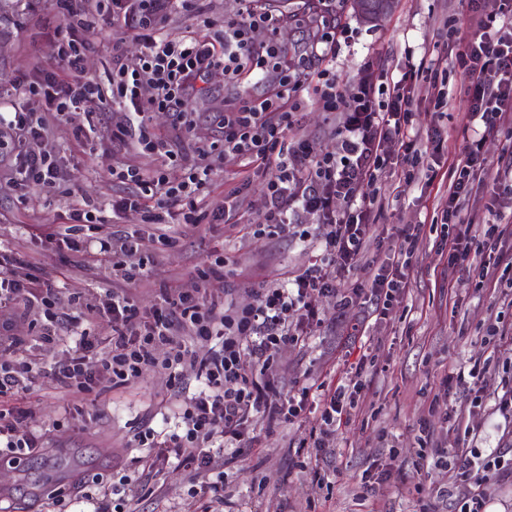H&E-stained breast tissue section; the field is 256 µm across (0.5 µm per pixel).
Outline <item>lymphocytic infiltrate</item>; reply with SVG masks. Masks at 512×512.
Returning a JSON list of instances; mask_svg holds the SVG:
<instances>
[{
    "label": "lymphocytic infiltrate",
    "mask_w": 512,
    "mask_h": 512,
    "mask_svg": "<svg viewBox=\"0 0 512 512\" xmlns=\"http://www.w3.org/2000/svg\"><path fill=\"white\" fill-rule=\"evenodd\" d=\"M469 2L473 31L453 61L469 78L468 112L462 128L467 146L448 165V191L440 202L441 222L452 230L447 239L451 268L463 265L471 254L495 252L502 239L512 235L511 225L477 227L462 215L475 182L488 181L484 207L494 213L502 205L501 187L512 181V159L493 172L483 155L489 136L512 128V0H503L499 12L490 14L483 12L480 0ZM242 3L237 19L225 22L224 33L217 39L190 36L173 42L164 36L161 24L177 8H189L190 0H112L124 25L143 31L146 51L133 64L116 60L112 89L106 92L84 76L92 27L88 14L101 8L102 0H56L60 24L54 37L59 68L39 70L35 80L19 89L23 96H43L49 109L18 110L9 119L0 115V130L17 145L0 182L13 191L52 188L62 174L45 142L57 116L86 102L112 100L119 106V115L105 128V137L122 144L130 133H137L140 154L147 158L163 140L136 131L144 112L170 113L173 133L178 136L193 125L184 110L186 101L203 91L214 76L235 80L246 73L261 80L268 72H276L277 79L264 99H244L216 113L214 128L225 155L241 163L243 173L233 194L246 188L250 171L267 177L265 211L256 235H276L303 214L320 220L319 249L301 273L256 289L255 300L247 307L225 309L209 300L206 292L212 282L224 278V255L216 251L197 271L202 290L191 294L165 288L160 303L146 312L127 289L129 282L143 276L142 265L133 261L138 246L106 231L95 204L87 199L73 203L63 223L51 227L53 237L90 255L101 269L123 281L122 286L106 289L104 296L85 295V315L110 317L112 335L101 340L81 332L67 363L52 370V382L68 393L86 394L104 379L127 382L145 366L195 369L200 386L184 398L182 433L150 428L138 432L135 439L146 450L137 459L144 470L158 473L174 462L198 474H212V481L202 488L207 499L203 512L223 503L222 472L236 461L238 449L252 447L247 427L256 416L292 422L304 415L309 396H316L319 417L310 431L316 448L323 447L326 438L349 419L346 396L363 390L361 372L348 374L336 386L312 383L299 396L280 401L269 379L273 354L281 346L304 342L319 326L316 302L320 297L338 296L343 308L359 299L361 287H340L339 279L365 256L371 206L379 201L376 184L389 161L382 146L392 144L408 156L414 154L417 142L411 106L422 67L413 61L385 91L378 86L372 68H365L348 97L337 90L329 70L318 71L317 103L325 111L343 115L336 150L321 155L308 140L293 136L297 94L306 87L308 67L335 54L340 28L335 21L312 14L311 52L304 63L292 65L276 40L258 45L252 38L256 30H276L279 17L259 6L258 0ZM383 91L388 98L382 102L378 96ZM209 153V146L200 147L198 162L190 164L184 180L175 185L161 171L127 165L122 177L154 190L156 204L145 210L139 200L123 197L113 201V211L143 210L148 224H163L174 216L188 224L201 223L205 217L198 214L195 197L210 183L212 167L205 162ZM76 230L87 231V238L73 239ZM414 239L411 229H402L400 261L380 267L371 282L379 316H387L404 296ZM60 302L57 274L26 257L0 254V452L31 456L43 448L42 435L18 429L27 415L18 400L33 390L39 366L35 356H18L22 341L14 336L13 325L45 316L34 345H54L60 339L55 312ZM212 340L218 341V348L198 355L196 344ZM98 348L103 354L92 371L87 362ZM95 484L94 493L87 496L94 512H126L129 502L143 490L125 474L110 480L99 477Z\"/></svg>",
    "instance_id": "1"
}]
</instances>
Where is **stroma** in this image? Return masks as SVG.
Instances as JSON below:
<instances>
[{"label":"stroma","instance_id":"stroma-1","mask_svg":"<svg viewBox=\"0 0 512 512\" xmlns=\"http://www.w3.org/2000/svg\"><path fill=\"white\" fill-rule=\"evenodd\" d=\"M323 2L328 14L350 31L348 42L338 46L329 63L344 95L353 93L365 64L395 77L408 58L422 57L445 70L453 97L440 107L425 91H415L412 112L422 162L409 167L393 145H384L391 157L377 183L384 206L373 211L370 232L381 247L369 250L360 267L340 277L345 285H369L377 268L397 255L399 228L419 225L403 300L380 319L370 293L346 309L335 297L321 298L316 304L320 327L302 344L280 347L274 356L273 381L284 397L298 394L315 379L341 382L351 368L362 367L365 387L356 397L349 423L337 428L320 451L310 446L308 421L272 424L253 419L248 426L253 447L242 449L224 470L223 512H458L474 494L489 500L491 512H512V479L484 481L476 474L465 481L455 478L472 449L496 448L512 458V422L503 410L504 402L512 399V365L498 337L489 333L493 327L512 329V297L502 287H478L474 274L449 273L435 211L446 192L448 164L435 161L427 139L428 129L435 127L453 153L466 146L461 129L468 109V79L453 68L452 60L471 33L467 0H393L391 11L374 26L359 19L350 0ZM261 5L285 17L277 37L289 58L298 59L307 40L306 0H262ZM239 8L238 0H198L195 12L170 14L164 33L171 40L211 39ZM57 23L54 0H0V103L17 101L36 112L47 111L43 97L21 99L15 89L33 76L35 66L56 69V48L48 31ZM143 50L122 21L113 19L110 0H105L94 16L87 76L106 81L113 52L133 60ZM268 86V81L247 76L228 82L214 78L208 94L186 104L194 127L178 142L176 158L158 156L157 166L170 181H180L199 141L213 140L215 112L243 98H262ZM84 121L78 110L53 124L48 147L63 170L60 185L49 192H0V248L19 250L59 268L66 287L94 292L108 287L93 262L60 249L40 230L41 225L59 223L70 204L87 198L101 207L114 236H139V256L149 280L132 283L130 290L144 310L155 304L160 284L195 288V269L214 250L223 251L226 261L224 301L237 307L252 303L253 290L262 283L284 280L307 266L318 239L301 240L298 226L272 237L253 235L266 194L260 175L248 186L230 223L174 224L180 242L176 248L162 249L141 212H112L113 199L140 191L114 174L118 167L138 162V155L131 147L107 140L75 142L71 130ZM338 128V113L323 111L309 98L299 110L294 133L325 154L335 151ZM476 364L487 368L486 386L478 395L456 378ZM181 401L169 386L167 372L154 367L118 387L102 383L78 403L54 388L50 379H40L37 390L22 402L27 417L20 428L46 434L49 451L29 457L25 479L0 469V488L11 489L5 507L9 512H35L30 487H48L56 449L76 448L96 460L95 466L83 470L85 479L115 470L138 473L146 490L133 502L134 512H197L207 475L194 477L172 466L158 474L140 473L132 462L136 430L161 429ZM424 428L431 434V448L447 450V466L417 470L418 437Z\"/></svg>","mask_w":512,"mask_h":512}]
</instances>
